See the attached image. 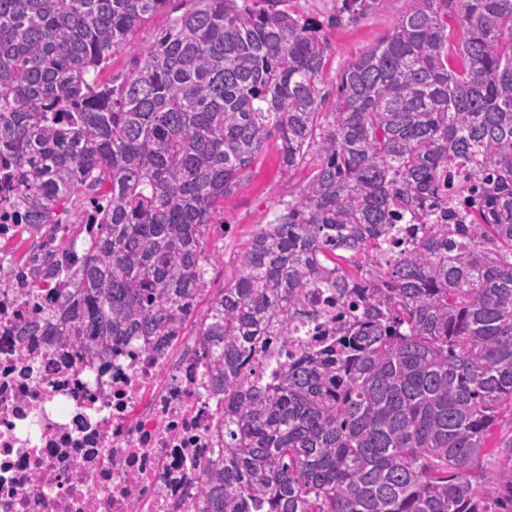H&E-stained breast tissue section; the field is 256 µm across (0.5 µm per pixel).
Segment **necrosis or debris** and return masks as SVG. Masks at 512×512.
<instances>
[{
    "mask_svg": "<svg viewBox=\"0 0 512 512\" xmlns=\"http://www.w3.org/2000/svg\"><path fill=\"white\" fill-rule=\"evenodd\" d=\"M60 296L0 268V512H207L200 464L224 453L214 345L128 336L93 354L35 332ZM319 309L268 337L254 376L334 333Z\"/></svg>",
    "mask_w": 512,
    "mask_h": 512,
    "instance_id": "obj_1",
    "label": "necrosis or debris"
}]
</instances>
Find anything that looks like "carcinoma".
I'll list each match as a JSON object with an SVG mask.
<instances>
[{
  "label": "carcinoma",
  "mask_w": 512,
  "mask_h": 512,
  "mask_svg": "<svg viewBox=\"0 0 512 512\" xmlns=\"http://www.w3.org/2000/svg\"><path fill=\"white\" fill-rule=\"evenodd\" d=\"M169 0H0V182L52 234L109 202L40 330L107 351L173 336L207 291L206 232L268 143L309 180L240 251L197 327L221 346L211 512H489L512 503V0H409L328 92L319 29L249 0L189 7L107 81ZM481 177L464 189L438 169ZM422 207L448 224L402 233ZM334 288L359 311L240 380L242 358Z\"/></svg>",
  "instance_id": "1"
}]
</instances>
